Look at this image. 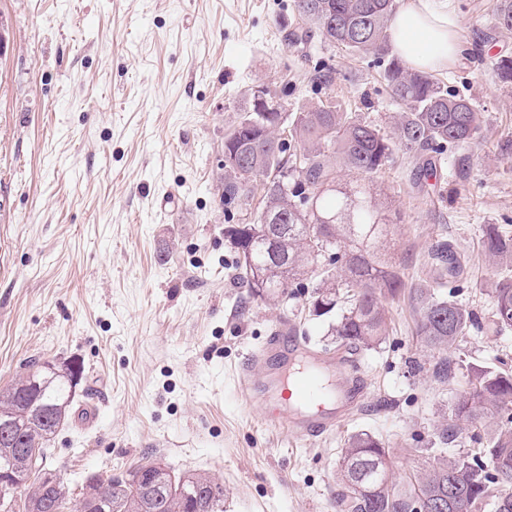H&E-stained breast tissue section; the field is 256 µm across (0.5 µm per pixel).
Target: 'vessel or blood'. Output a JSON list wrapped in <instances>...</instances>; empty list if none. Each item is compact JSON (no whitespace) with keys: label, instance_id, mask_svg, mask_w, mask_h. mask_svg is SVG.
<instances>
[{"label":"vessel or blood","instance_id":"b4317fda","mask_svg":"<svg viewBox=\"0 0 512 512\" xmlns=\"http://www.w3.org/2000/svg\"><path fill=\"white\" fill-rule=\"evenodd\" d=\"M237 391L264 407L266 425L294 439L317 440L355 417L363 400L359 376L276 329L234 374Z\"/></svg>","mask_w":512,"mask_h":512}]
</instances>
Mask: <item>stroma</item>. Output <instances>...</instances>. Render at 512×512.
Listing matches in <instances>:
<instances>
[{
  "label": "stroma",
  "instance_id": "obj_1",
  "mask_svg": "<svg viewBox=\"0 0 512 512\" xmlns=\"http://www.w3.org/2000/svg\"><path fill=\"white\" fill-rule=\"evenodd\" d=\"M464 37L436 70L482 114L480 138L452 152L446 177L419 184L403 153L370 189L392 232L378 255L409 288L432 285L440 235L469 256L460 303L479 322L447 353L512 369V330L490 327L496 266L478 241L512 225V88L494 73L512 56L497 0H434ZM306 26L294 0H0V387L31 359L80 372L75 418L47 465L79 494L84 477L147 461L224 483V512H336L341 452L368 432L396 480L434 457L487 445L477 430L440 441L465 390L438 381L407 293L389 304L380 346L352 355L366 383L353 420L313 442L264 429L233 371L271 329L338 355L329 318L306 298L275 307L240 288L224 239V135L251 90L286 112L321 102L389 127L392 101L374 57Z\"/></svg>",
  "mask_w": 512,
  "mask_h": 512
}]
</instances>
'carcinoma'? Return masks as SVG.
Returning a JSON list of instances; mask_svg holds the SVG:
<instances>
[{
  "label": "carcinoma",
  "mask_w": 512,
  "mask_h": 512,
  "mask_svg": "<svg viewBox=\"0 0 512 512\" xmlns=\"http://www.w3.org/2000/svg\"><path fill=\"white\" fill-rule=\"evenodd\" d=\"M295 7L330 43L382 62L390 96L406 110L389 135L351 112L323 105L296 113L285 127L282 113L247 100L233 132L224 136V150L241 160L246 173H224V237L252 294L285 301L309 289L310 315L336 313L330 335L338 346L350 353L370 350L385 338L384 302L399 296L405 282L393 265L377 260L390 225L364 180L382 171L397 151L422 160L419 175L437 177L446 152L479 138L481 116L434 75L392 54L394 0H295ZM495 24L512 30V0H499ZM494 68L503 85H512V56L498 57ZM342 170L359 181L338 188ZM257 189L261 206L253 219L232 223V211L251 205ZM479 246L505 272L490 283L492 325L498 331L512 328V235L486 224ZM432 267L435 287L413 289L416 335L425 347L444 353L475 317L445 292L463 287L464 260L444 236L433 246ZM256 269L264 275L262 289L252 281ZM77 385L72 365L31 359L0 389V473L16 477L11 486L0 483V512H15L13 492L21 485L27 488L23 512H64L69 491L46 471L44 460L71 419ZM455 417L475 428L496 424L488 447L449 461L439 458L401 485L389 479L383 443L368 433L349 437L341 453L337 512H438L434 503L440 499L446 500L445 512H480L489 498L494 512H512V371L467 367ZM82 506L89 512H224V485L208 472H175L150 461L119 475L88 478L75 503Z\"/></svg>",
  "instance_id": "cac0c4a2"
}]
</instances>
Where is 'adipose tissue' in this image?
<instances>
[{"label":"adipose tissue","instance_id":"ef3b65f1","mask_svg":"<svg viewBox=\"0 0 512 512\" xmlns=\"http://www.w3.org/2000/svg\"><path fill=\"white\" fill-rule=\"evenodd\" d=\"M391 41L409 66L432 71L457 62L463 52L458 25L432 0H404L391 22Z\"/></svg>","mask_w":512,"mask_h":512}]
</instances>
